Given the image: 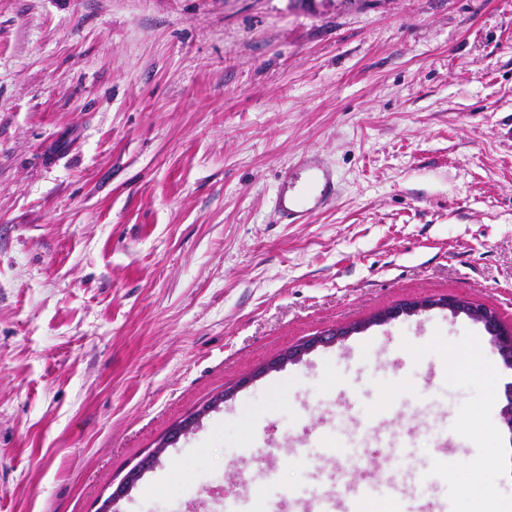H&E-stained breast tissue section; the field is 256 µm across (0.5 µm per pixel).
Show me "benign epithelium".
Here are the masks:
<instances>
[{
	"label": "benign epithelium",
	"mask_w": 512,
	"mask_h": 512,
	"mask_svg": "<svg viewBox=\"0 0 512 512\" xmlns=\"http://www.w3.org/2000/svg\"><path fill=\"white\" fill-rule=\"evenodd\" d=\"M435 308L447 309L454 315L463 314L473 322L482 325L488 335H490L491 342L496 348L504 366L512 370V330L502 327L496 312L484 304L452 294L438 297L428 296L421 299H413L398 307L389 309L377 316L375 322L386 323L401 316L408 317ZM362 329L363 326L361 325L329 329L318 336L309 338L303 343L288 349V351L274 358L268 364L241 378L234 387L225 389L213 397L208 403L179 421L172 429L170 436L163 442V445L171 444L181 436L194 430L207 414L234 397L237 391L251 384L253 381L289 362L300 360L305 354L321 345L333 344L339 339L357 333ZM156 463H158V455L154 453L142 458L116 487L112 489V492L102 502L97 512H117L116 506L118 502L127 496L141 476L146 471L154 468Z\"/></svg>",
	"instance_id": "7a95c632"
}]
</instances>
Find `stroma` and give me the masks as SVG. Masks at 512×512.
<instances>
[{
    "instance_id": "1",
    "label": "stroma",
    "mask_w": 512,
    "mask_h": 512,
    "mask_svg": "<svg viewBox=\"0 0 512 512\" xmlns=\"http://www.w3.org/2000/svg\"><path fill=\"white\" fill-rule=\"evenodd\" d=\"M307 154L337 195L279 223ZM448 294L512 327V0H0V512H96L257 366ZM476 344L486 371L451 365ZM510 381L465 316L374 325L241 389L117 508L203 512L270 465L304 493L322 436L389 410L407 447L344 481L489 512ZM366 325H353L341 328H334L324 331L319 336H314L305 340L303 343L289 348L288 351L274 358L268 364L258 368L253 373L241 378L233 388L224 389L221 393L213 397L208 403L198 408L195 412L184 417L179 421L171 431L170 436L163 442L161 448L173 443L182 435L188 434L194 430L200 421L211 411L217 409L221 404L234 397L237 391L251 384L253 381L265 376L269 372L276 370L288 362H295L300 360L305 354L314 350L318 346L333 344L339 339L357 333L362 330ZM158 458L159 456L155 453L148 454L142 458L116 485L115 488L114 485L112 486V492L102 502L97 509V512H117L116 506L118 502L127 496L134 484L146 471L154 468L156 463H158Z\"/></svg>"
}]
</instances>
